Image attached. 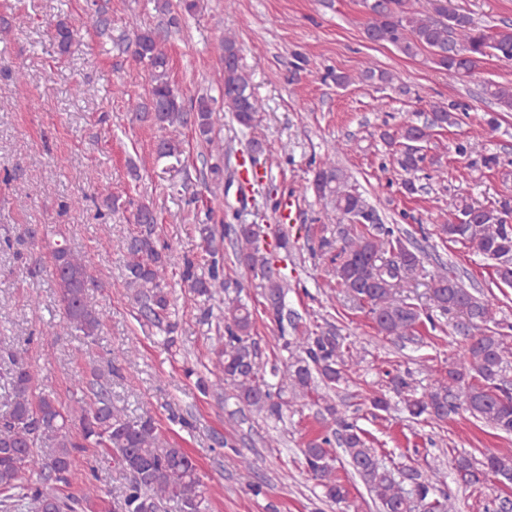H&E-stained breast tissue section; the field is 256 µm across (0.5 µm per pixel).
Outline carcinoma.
<instances>
[{
  "mask_svg": "<svg viewBox=\"0 0 512 512\" xmlns=\"http://www.w3.org/2000/svg\"><path fill=\"white\" fill-rule=\"evenodd\" d=\"M368 20L366 38L375 44H389L406 55L422 49L434 55L438 69L451 76L470 74L493 53L512 61V27L488 36L465 10L451 9L435 15L421 13L413 0H386L376 4L363 0ZM196 9V0L166 2L160 12L165 25L140 29L127 39L124 51L143 65L148 73V97L131 104L135 118L150 121L159 131L157 159L180 160L183 140L173 136L172 127H190L195 138L205 144L208 156L224 152L214 135L215 108L212 99L201 95L189 100L169 79V59L161 44L184 15ZM53 38L60 53L69 52L74 31L65 22L55 25ZM220 61L224 72L222 100L237 123L255 126L261 105L255 97L249 74L240 62L235 37L224 36ZM484 94L504 112H512V85L489 83ZM458 107L433 104L423 119L408 118L396 130L380 131L391 157L402 172L401 189L417 191V173L427 166L425 143L439 130L460 125ZM224 182V168L208 166L205 190L217 196ZM311 188L320 198L329 197L336 212L333 237L308 243V250L329 259L336 287L366 311L378 334L409 339L424 325L421 313L401 296L400 284L423 275L421 251L403 242L400 228L380 221L357 189L348 184L341 169L327 157L315 166ZM105 211L130 212L136 225L126 239L125 284L131 290L133 308L142 324L174 343L178 322L171 319V298L167 289L172 267L170 246L159 238L155 210L144 202L122 198L99 190ZM193 197L195 231L203 243L204 273L193 259L178 266L180 281L199 297L224 294L227 313L215 324L218 346L213 349L214 369L196 373V387L208 394L216 383L224 384L228 396L240 410L272 421H282L294 399L316 396L327 422L322 434L301 449L305 472L322 487L324 496L340 505L348 503L349 489L334 474L333 448H342L343 457L363 482L381 512H414L422 505L427 512H459L455 497L436 496L442 472L436 467H404L398 472L382 464L370 448L363 430L340 411L331 392L347 381L353 364L351 344L332 325H314L300 330L299 316L288 310V232H268L261 224H231L226 219L212 223L213 208H200ZM512 199L504 197L490 206H480L466 197L452 204L448 221L437 225L443 239L466 245L473 253L493 262L500 283L512 286ZM275 237L272 249L262 247L268 235ZM230 242L234 264L259 279L262 313L278 331L279 356L263 357L255 331L256 310L240 298L241 285L224 274L228 259L224 242ZM392 258L383 260L384 249ZM53 259L52 280L71 336L92 339L100 327V310L86 267L65 241L49 244ZM429 300L442 315L464 318L465 338L462 359L448 364L434 386L417 394L410 371L388 372L386 388L370 398L374 411L387 412L391 396L401 399L414 419L446 422L461 412L490 426L512 433V388L504 375L512 365V342L498 330L489 300L464 288L448 276L446 266L430 275ZM293 335H288V332ZM11 394L0 413V493L17 492L29 512H77L79 502L94 497L86 488L81 500L61 496L60 485L70 482L75 450L94 445L106 448L115 465L129 474L120 498V512H163L176 504L177 512H205L204 482L196 460L182 448L159 449L157 421L149 414L130 419L114 410L109 393L101 389L94 401L73 419L51 392L37 391L35 375L21 354H10L9 366L0 371ZM466 486H480L497 480L512 483V453L490 452L484 460L459 454L449 461Z\"/></svg>",
  "mask_w": 512,
  "mask_h": 512,
  "instance_id": "1",
  "label": "carcinoma"
}]
</instances>
